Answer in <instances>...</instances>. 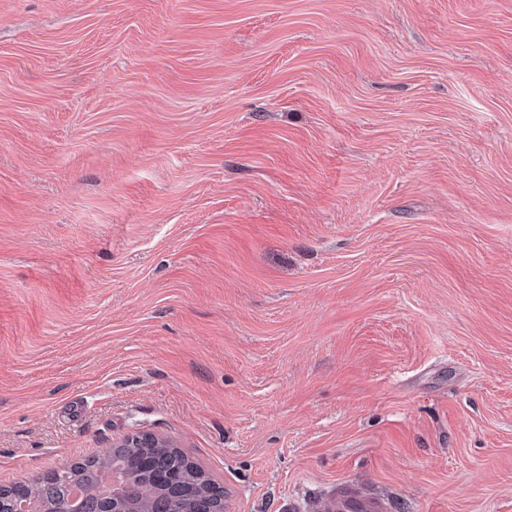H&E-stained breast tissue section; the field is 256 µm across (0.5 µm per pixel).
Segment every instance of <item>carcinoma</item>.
<instances>
[{
	"instance_id": "1",
	"label": "carcinoma",
	"mask_w": 512,
	"mask_h": 512,
	"mask_svg": "<svg viewBox=\"0 0 512 512\" xmlns=\"http://www.w3.org/2000/svg\"><path fill=\"white\" fill-rule=\"evenodd\" d=\"M118 470L129 481L127 496H137L144 501L146 512H151V502L162 497L178 502L184 508L205 502L215 510L224 500V490L190 462L177 448H119L108 455L107 461L92 459L55 473L44 481L23 485L40 504L55 512H71L70 488L80 487L91 501L94 512H100L105 499L98 493L102 474ZM171 470L180 471V480L174 484H161L158 474Z\"/></svg>"
}]
</instances>
